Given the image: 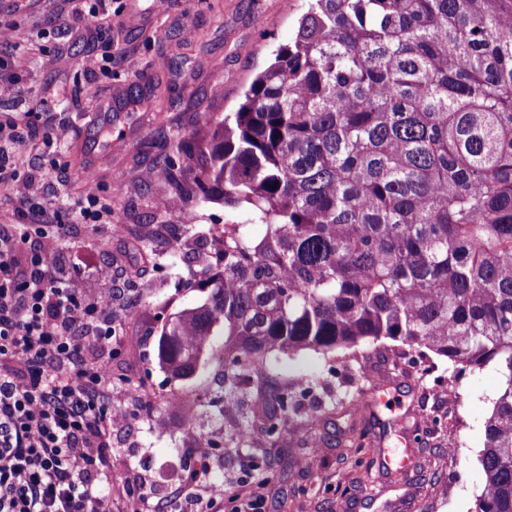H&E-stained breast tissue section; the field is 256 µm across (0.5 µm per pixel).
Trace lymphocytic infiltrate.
<instances>
[{"instance_id":"obj_1","label":"lymphocytic infiltrate","mask_w":512,"mask_h":512,"mask_svg":"<svg viewBox=\"0 0 512 512\" xmlns=\"http://www.w3.org/2000/svg\"><path fill=\"white\" fill-rule=\"evenodd\" d=\"M19 124L0 125V183L9 184L25 230L0 225V512H112L109 468L114 428L110 369L93 357L111 345L120 290L112 278L86 291L57 277L56 250L28 248L31 236L65 227L31 194ZM87 223L112 221L93 175L74 203Z\"/></svg>"}]
</instances>
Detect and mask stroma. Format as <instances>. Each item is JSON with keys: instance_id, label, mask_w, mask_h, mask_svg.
I'll return each mask as SVG.
<instances>
[{"instance_id": "obj_1", "label": "stroma", "mask_w": 512, "mask_h": 512, "mask_svg": "<svg viewBox=\"0 0 512 512\" xmlns=\"http://www.w3.org/2000/svg\"><path fill=\"white\" fill-rule=\"evenodd\" d=\"M111 26L90 30L75 0H0V77L16 93L0 96V121L34 110L23 147L35 175L33 194L67 224L65 238L47 237L58 252L57 275L78 288L120 275L121 330L97 359L112 371L108 402L130 415L112 432L113 489L130 487L153 500L179 491L199 512L202 493L192 473L224 485V507L263 484L265 512H474L483 487L479 455L484 426L500 389L494 366L455 373L443 358L433 374L407 369L408 348L368 343L327 355L269 354L263 380L242 382L234 402L224 394V339L216 336L197 371L175 380L159 367L157 341L172 314L201 304L197 288L207 248L185 239L190 259L171 273L159 230L192 214L220 224L224 206L164 210L174 193L159 162L166 138L205 142L217 122L237 109L244 90L294 37L306 0H108ZM157 112L127 111L140 95ZM105 102L113 111H102ZM66 128L67 141L44 146L43 125ZM112 198L118 232L83 224L70 205L84 167ZM155 232L154 256L134 260L131 228ZM312 376L310 389L298 384ZM292 392L297 409L278 435L256 425L263 381ZM384 388L385 403L369 394ZM426 423H419L418 415ZM369 454L356 466L353 440Z\"/></svg>"}]
</instances>
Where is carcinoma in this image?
I'll return each mask as SVG.
<instances>
[{"label": "carcinoma", "instance_id": "cac0c4a2", "mask_svg": "<svg viewBox=\"0 0 512 512\" xmlns=\"http://www.w3.org/2000/svg\"><path fill=\"white\" fill-rule=\"evenodd\" d=\"M172 153L200 157L190 184L165 157L180 197L228 211L160 367L190 376L217 329L229 385L272 352L383 340L492 364L475 512H512V0H311L205 146ZM259 402L273 434L289 394Z\"/></svg>", "mask_w": 512, "mask_h": 512}]
</instances>
